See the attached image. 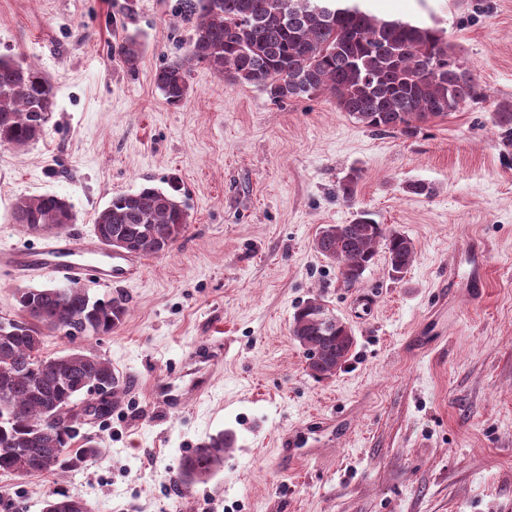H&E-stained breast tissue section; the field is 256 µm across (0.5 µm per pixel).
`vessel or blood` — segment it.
I'll use <instances>...</instances> for the list:
<instances>
[{
  "label": "vessel or blood",
  "instance_id": "obj_1",
  "mask_svg": "<svg viewBox=\"0 0 512 512\" xmlns=\"http://www.w3.org/2000/svg\"><path fill=\"white\" fill-rule=\"evenodd\" d=\"M92 249L85 239L66 237L56 240L53 246L35 254H18L0 249V265L23 272L36 267L47 273H57L71 280H79L88 270L85 257ZM471 265L465 273L466 286L470 297H477L485 285L483 251L473 248L470 255Z\"/></svg>",
  "mask_w": 512,
  "mask_h": 512
}]
</instances>
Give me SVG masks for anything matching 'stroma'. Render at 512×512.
Segmentation results:
<instances>
[{"label":"stroma","instance_id":"35a3bbf8","mask_svg":"<svg viewBox=\"0 0 512 512\" xmlns=\"http://www.w3.org/2000/svg\"><path fill=\"white\" fill-rule=\"evenodd\" d=\"M176 5L0 0V55L39 63L55 94L42 138L0 145V248L50 243L11 220L32 195L69 198L65 232L89 240L118 193L176 184L190 213L169 252L90 285L125 298L120 327L44 342L50 356L102 355L126 383L111 415L83 427L101 458L64 476L0 473V512H42L53 492L90 512H512V129L495 121L512 113V0H371L381 17L445 29L482 93L412 135L372 131L324 96L277 104L199 65L187 100L168 104L154 74L192 35ZM134 33L131 69L114 48ZM353 172L347 200L338 186ZM363 211L412 240L402 278L381 250L351 287L316 252L320 227ZM474 239L477 299L448 279ZM65 283L0 268V315L15 313L16 289ZM314 296L355 337L320 381L290 333ZM220 432L235 443L218 472L183 486V458Z\"/></svg>","mask_w":512,"mask_h":512}]
</instances>
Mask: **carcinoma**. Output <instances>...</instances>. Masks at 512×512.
Here are the masks:
<instances>
[{
    "instance_id": "1",
    "label": "carcinoma",
    "mask_w": 512,
    "mask_h": 512,
    "mask_svg": "<svg viewBox=\"0 0 512 512\" xmlns=\"http://www.w3.org/2000/svg\"><path fill=\"white\" fill-rule=\"evenodd\" d=\"M179 17L191 24L187 54L157 69L154 81L167 103L190 96L187 74L202 65L231 85L259 84L274 102L327 95L336 109L375 131L412 134L418 124L456 111L480 96L471 73L450 50L444 31L424 24L385 20L357 5L334 0H180ZM143 44L123 38L118 56L133 68ZM55 105L48 75L36 64L0 56V144L24 149L45 126ZM188 204L155 187L118 193L97 213L94 224L124 235L149 257L168 251L189 223ZM15 224H73L74 206L57 194L24 199L12 212ZM384 246L390 270L407 269L411 239L366 214L352 224H326L314 248L335 262L354 286ZM17 314L0 316V471L21 478L64 475L97 460L100 448L66 426L82 398L92 408L102 384L111 390L112 412L123 387L107 359L83 349L43 354L44 338L65 329L104 335L122 324L127 302L93 297L76 281L65 288H20ZM313 297L293 316L291 335L304 353L314 352L315 378L328 377L347 362L355 339L342 323L330 329L317 318ZM39 318H28L30 308ZM81 442L77 448L75 442ZM232 438L219 433L182 464L186 485L212 475L223 463ZM65 448L61 454L57 449ZM73 497L52 493L42 512H72Z\"/></svg>"
}]
</instances>
